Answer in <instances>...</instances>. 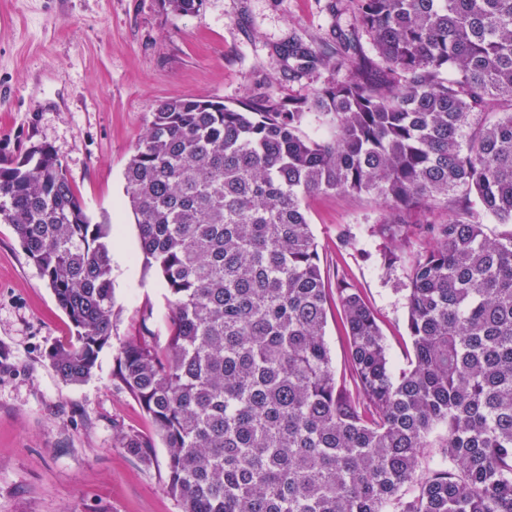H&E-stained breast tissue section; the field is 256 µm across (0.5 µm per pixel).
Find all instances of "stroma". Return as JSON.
Wrapping results in <instances>:
<instances>
[{
	"label": "stroma",
	"mask_w": 512,
	"mask_h": 512,
	"mask_svg": "<svg viewBox=\"0 0 512 512\" xmlns=\"http://www.w3.org/2000/svg\"><path fill=\"white\" fill-rule=\"evenodd\" d=\"M351 9V0H204L177 17L162 0H0V158L54 148L92 223L112 227L117 315L92 378L62 381L48 353L75 329L13 226L0 224V512H181L165 487V448L143 461L120 444L153 425L117 376L114 345L144 328L165 344L169 316L163 280L139 256L126 165L163 101L307 96L333 73L298 68L289 46L335 52ZM305 204L326 284L361 289L400 371L411 353L409 270L383 269L374 230L386 205L348 192ZM455 211L451 201L404 214L403 253L420 246L425 224Z\"/></svg>",
	"instance_id": "obj_1"
}]
</instances>
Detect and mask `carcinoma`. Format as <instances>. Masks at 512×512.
<instances>
[{
  "instance_id": "obj_1",
  "label": "carcinoma",
  "mask_w": 512,
  "mask_h": 512,
  "mask_svg": "<svg viewBox=\"0 0 512 512\" xmlns=\"http://www.w3.org/2000/svg\"><path fill=\"white\" fill-rule=\"evenodd\" d=\"M203 2L164 0L176 17ZM350 25L384 84L305 47L298 67L335 80L286 102L164 101L127 163L171 314L166 353L146 330L130 336L118 375L165 444L181 512H512V236H488L472 211L512 224V0H353ZM480 112L492 119L465 139ZM311 116L333 134L302 132ZM336 191L390 206L384 267L409 264L412 355L397 375L345 281L349 374L332 365L305 199ZM457 192L454 218L402 256L401 214ZM2 221L75 328L52 366L87 381L112 340V225L90 222L47 144L0 161ZM122 447L146 460L154 444L127 432Z\"/></svg>"
}]
</instances>
